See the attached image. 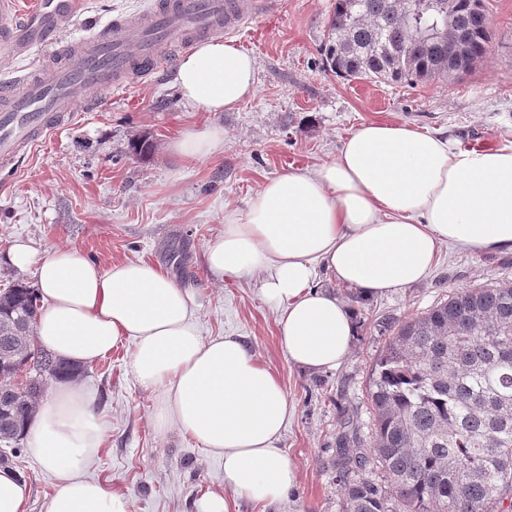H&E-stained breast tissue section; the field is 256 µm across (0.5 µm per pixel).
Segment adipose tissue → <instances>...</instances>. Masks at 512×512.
I'll return each instance as SVG.
<instances>
[{
    "label": "adipose tissue",
    "mask_w": 512,
    "mask_h": 512,
    "mask_svg": "<svg viewBox=\"0 0 512 512\" xmlns=\"http://www.w3.org/2000/svg\"><path fill=\"white\" fill-rule=\"evenodd\" d=\"M257 60L231 40L200 43L179 62L184 101L234 110L256 92ZM224 133L208 127L172 140L183 162L217 152ZM444 244L512 253V146L464 151L404 123H365L336 159L266 180L244 211L224 219L205 253L214 277L262 272V299L279 312L278 343L294 366L337 368L356 334L348 307L314 288L317 268L363 298L422 281ZM4 259L36 269L37 341L84 365L132 342L137 382L158 391L153 424L177 428L224 460V490L197 512H228L225 490L257 505L281 500L297 470L279 443L291 412L278 376L234 336L203 338L194 289L144 261L108 266L70 248L36 258L15 243ZM29 452L55 474L46 512H131V498L85 477L105 437L89 393L58 381L24 433Z\"/></svg>",
    "instance_id": "adipose-tissue-1"
}]
</instances>
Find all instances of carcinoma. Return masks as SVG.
<instances>
[{"mask_svg":"<svg viewBox=\"0 0 512 512\" xmlns=\"http://www.w3.org/2000/svg\"><path fill=\"white\" fill-rule=\"evenodd\" d=\"M491 42L483 0H417L409 16L392 0H335L325 59L346 80L459 81ZM39 309L23 283L0 293L7 444L23 437L48 381L79 373L35 342ZM379 332L391 338L371 369V435L350 420L336 435L343 512H512V284L455 290Z\"/></svg>","mask_w":512,"mask_h":512,"instance_id":"obj_1","label":"carcinoma"}]
</instances>
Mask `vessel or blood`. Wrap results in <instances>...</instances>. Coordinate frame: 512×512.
Listing matches in <instances>:
<instances>
[{"instance_id":"obj_1","label":"vessel or blood","mask_w":512,"mask_h":512,"mask_svg":"<svg viewBox=\"0 0 512 512\" xmlns=\"http://www.w3.org/2000/svg\"><path fill=\"white\" fill-rule=\"evenodd\" d=\"M15 0H0V51L26 59L30 70L0 84V168L13 169L21 152L68 123L76 105L95 110L108 94L158 71L199 39L232 34L273 12L277 0H154L149 9L119 16L76 40L62 34L79 0H41L12 20Z\"/></svg>"}]
</instances>
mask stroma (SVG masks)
<instances>
[{"instance_id": "stroma-1", "label": "stroma", "mask_w": 512, "mask_h": 512, "mask_svg": "<svg viewBox=\"0 0 512 512\" xmlns=\"http://www.w3.org/2000/svg\"><path fill=\"white\" fill-rule=\"evenodd\" d=\"M484 5L492 48L483 62L457 82L408 85L337 77L324 57L334 0H279L272 14L233 36L258 61L256 93L235 110L188 105L169 66L104 97L96 111L77 108L70 125L0 179V257L22 239L40 255L66 247L104 265L152 262L196 289L202 336L240 337L279 377L292 406L280 445L297 481L264 507L228 496L229 512H342L336 433L347 417L370 429V372L388 342L375 320H403L454 290L512 281V254L448 245L424 281L370 300L318 269L314 287L353 310L357 335L340 367L305 372L278 345V313L260 297V273L218 281L204 262L225 216L245 210L265 179L335 159L362 124L403 122L464 150L512 146V0ZM208 125L224 132L216 153L188 164L169 153L171 140ZM138 138L152 143L149 155L130 153ZM129 354L120 346L77 377L107 427L85 474L126 490L132 512H195L204 493L223 487L224 461L177 429L155 430L159 394L136 382ZM10 464L30 485L25 512H45L53 474L25 449Z\"/></svg>"}]
</instances>
